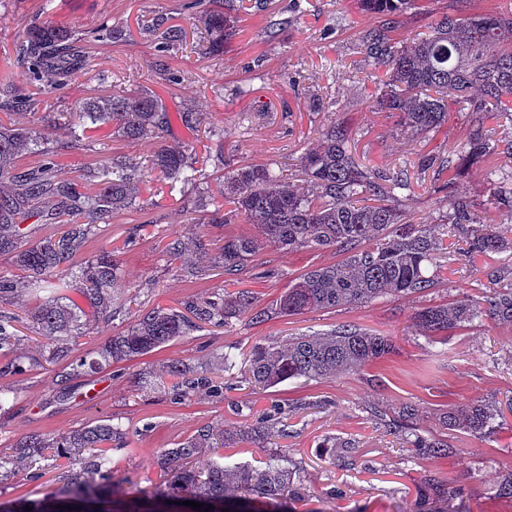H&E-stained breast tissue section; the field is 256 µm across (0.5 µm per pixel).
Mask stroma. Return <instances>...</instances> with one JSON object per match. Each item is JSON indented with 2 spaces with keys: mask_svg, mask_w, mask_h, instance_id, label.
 Masks as SVG:
<instances>
[{
  "mask_svg": "<svg viewBox=\"0 0 512 512\" xmlns=\"http://www.w3.org/2000/svg\"><path fill=\"white\" fill-rule=\"evenodd\" d=\"M186 2L0 0V71L10 73L22 94L41 100L43 111L67 112L82 99L142 87L168 106L206 113L210 127L206 133L177 127L166 138L170 145L193 146L208 174L207 184L172 195L160 182H142L145 209L114 212L111 224L86 243L85 255L105 249L118 260L122 282L118 293L125 303L122 311L82 337L86 350L122 331L136 311L157 305L177 307L223 288L250 289L264 307L275 302L302 271L336 262L330 251L287 253L268 246L257 254L254 270L238 276L230 278L209 267L183 276L166 256L167 234L208 239L253 231L252 225L243 223L194 224L184 210L197 192L219 196L220 177L229 169L251 163L292 168L323 132L339 124L347 129L357 159L383 170H408L413 190L402 195L399 205L431 224L447 208L448 199L445 193L433 191V173L421 170L419 163L428 155L451 156L474 120L472 113L452 112L447 123L427 137L402 134L398 113L381 111L378 105L374 79L379 70L357 44L359 32L376 26L378 19L363 13L356 0H243L247 11L220 56L206 54L201 47L203 26L186 10ZM49 14L80 32L105 23L118 31L112 39L90 41L89 72L52 95L44 94L42 82L15 61L28 25ZM173 25L184 28L185 42L159 52L160 34ZM173 74L178 82H170ZM155 147L152 141L111 137L101 145L60 152L59 174L79 176L96 168L104 157L146 156ZM258 270L268 271V278H255ZM492 271L512 278V254L479 255L467 263L444 259L442 286L423 297L383 298L333 312L280 317L260 326L239 319L224 328L209 327L144 357L112 365L90 380L72 381V396L64 402L57 393L67 360L0 376V387L18 393L16 405L0 414V455L31 434L54 437L110 419L127 432L121 449L113 451V460L123 474L146 487L158 478L150 464L155 452L174 447L200 427L231 429L254 422L274 405L289 403L297 410L286 421L288 463L310 493L308 501L297 504L296 512H315L323 493L332 488L338 492L332 512H512V502L493 497L501 471L512 466L511 412L505 415L506 428L496 434L451 438L455 452L445 458L422 457L402 447L366 412L376 400L413 401L428 409L484 399L496 400L506 409L512 404V325L487 321L433 343L412 329L411 316L417 308L465 294L479 296ZM340 323L393 337L395 353L368 375L293 379L256 393L239 383L220 394L204 389L182 397L170 379L151 391L137 384V374L152 363L174 359L216 364L227 350L243 362L255 344L322 332ZM336 436L355 439L353 466L335 465L326 457L323 446ZM72 470L64 459L44 467L36 480L30 479L28 469H20L0 483V495L41 497L55 479ZM428 471L461 490V498L435 500L422 484Z\"/></svg>",
  "mask_w": 512,
  "mask_h": 512,
  "instance_id": "obj_1",
  "label": "stroma"
}]
</instances>
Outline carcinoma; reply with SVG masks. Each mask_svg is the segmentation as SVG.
Listing matches in <instances>:
<instances>
[{
  "label": "carcinoma",
  "mask_w": 512,
  "mask_h": 512,
  "mask_svg": "<svg viewBox=\"0 0 512 512\" xmlns=\"http://www.w3.org/2000/svg\"><path fill=\"white\" fill-rule=\"evenodd\" d=\"M215 8L203 18L202 46L212 55L236 32L240 16L234 0H214ZM416 0H360L362 9L379 18V25L359 33L361 52L384 68L380 106L400 114L402 130L414 137L438 131L448 122L450 108L498 116L512 112V6L488 13L472 11V0H448V14L430 23L427 31L405 40L393 38L398 18ZM110 38L106 25L87 35L50 18L30 24L18 54L28 73L50 91L64 87L91 67L85 51L89 38ZM25 108L35 120L0 123V254L10 256L14 270L0 272V305L17 306L23 292L34 288L40 302L22 308L23 315L0 313V375L22 374L24 361L14 356L20 342L15 323L25 320L47 340L48 355L31 364L53 362L73 354L68 377L91 375L114 364L163 348L207 326L223 328L244 318L261 325L275 318L312 311L371 303L380 298L424 295L439 284L438 261L448 256V238L462 242L458 256L469 261L488 253L512 252V240L493 226L492 214L512 212V178L497 167L484 172L488 195L475 203L467 196L448 195V210L434 224L415 221L414 214L397 205L398 193L412 191L407 174L386 172L356 159L341 127L332 126L300 157L297 173L274 172L266 164H249L224 175V198L198 200L187 213L195 224H252L255 235L226 236L215 242L172 235L165 252L172 261L188 256L207 257L224 275L246 270L260 250L273 245L288 253L330 250L341 259L310 268L290 281L275 304L259 308L253 292L240 289L192 298L182 308L156 306L134 313L126 328L97 350L81 354L78 339L97 321L112 315L115 284L121 279L112 253L83 255L85 243L102 232L112 214L139 207V183L148 173L157 176L169 193L206 179L189 146L161 145L144 160L108 159L94 173L97 188L81 190L74 179L56 174V150L43 123L64 121L70 146L81 149L103 127L128 141L163 140L179 124L196 132L203 113L192 109L172 112L154 92L141 88L79 102L73 112L37 115L38 104L15 95L8 74L0 76V111ZM512 156V146L500 145L483 124L471 130L456 156L474 164L498 152ZM37 152L38 166L16 167L18 159ZM35 216L57 230L37 241L27 239L19 220ZM492 289L477 299L457 298L428 305L414 312L418 335L431 341L489 320L512 324V279L490 275ZM74 290L85 301L81 308L69 295ZM395 348L390 336H379L352 324L327 332L296 336L282 342L257 345L242 367L225 352L222 367L204 365L195 370L178 360L140 373L141 387L152 390L173 378L189 394L210 382L215 372H240L256 388H274L288 380H321L359 373ZM368 414L407 448L428 458L454 453L448 433L481 437L494 432L501 409L494 401L440 405L430 413L432 427L421 425L423 408L416 402L389 406L374 401ZM288 409L278 407L261 421L233 431L206 426L194 435L160 451L154 464L161 481L150 490L112 468L108 451L123 442L120 424L105 419L54 439L41 435L23 438L13 454L0 457V477L7 478L21 463L45 458H66L80 470L60 479L38 499L1 498L0 512H293L299 500L300 479L288 467L286 450L279 449L262 469L225 465L212 460L196 466L205 453L248 443L263 449L276 437L288 435L283 419ZM494 496L512 501V470L499 476ZM195 501L194 510L183 505Z\"/></svg>",
  "instance_id": "obj_1"
}]
</instances>
